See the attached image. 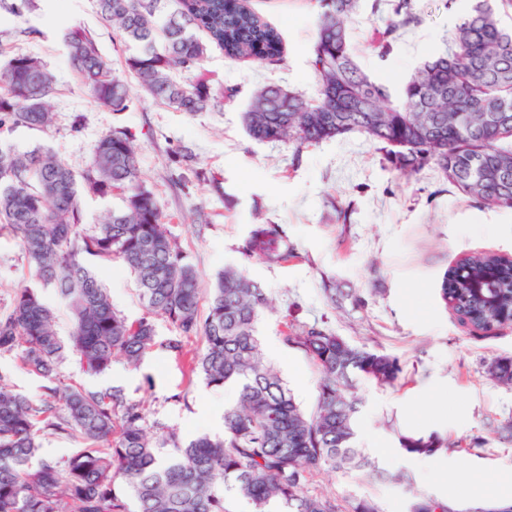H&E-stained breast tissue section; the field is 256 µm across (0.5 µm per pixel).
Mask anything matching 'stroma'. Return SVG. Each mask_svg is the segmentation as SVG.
I'll return each instance as SVG.
<instances>
[{"label": "stroma", "mask_w": 512, "mask_h": 512, "mask_svg": "<svg viewBox=\"0 0 512 512\" xmlns=\"http://www.w3.org/2000/svg\"><path fill=\"white\" fill-rule=\"evenodd\" d=\"M374 3L361 0L349 25L350 47L361 68L397 94L422 62L447 50L472 0H413L420 23L402 30L386 53L381 45L392 15ZM247 5L280 32L283 56L271 65L234 61L211 49L203 68L231 95L219 108L194 115L154 102L134 83L123 112L109 111L91 97L70 65L66 29L85 28L111 72L122 78L124 59L135 50L103 21L94 0H33L20 16L0 9V66L24 53L38 58L54 78L48 132L19 127L6 138L20 151L48 147L80 172L102 136L126 132L141 180L155 195L201 289L209 290L227 266L245 269L265 288L270 307L259 322L263 353L306 411L316 407L321 374L286 342V325H316L401 361L404 373L396 384L363 380L355 389L361 401L357 444L379 477L321 470L312 474L309 494L334 497L341 512L362 499L374 500L380 512H407L415 491L448 502L456 512H486L494 502L481 497V490L512 476V439L496 432L512 418V387L485 373L493 358L512 356V324L473 330L446 308L439 288L459 255L512 256V210L462 196L432 168L400 175L358 134L302 147L251 139L242 114L258 86L274 82L315 96L311 59L320 6L318 0ZM186 148L193 161H176ZM255 224L281 225L295 259L270 266L245 257L242 246ZM94 266L114 309L131 322L142 317L145 305L122 260H98ZM37 285L18 240L1 231L0 312L9 310L17 289ZM331 288L342 291L339 302H331ZM356 294L363 305L353 302ZM155 324L159 340L181 339L186 358L155 348L139 367L116 362L91 377L71 356L60 364L59 377L68 385L121 389L142 405L150 430L175 432L184 442L203 434L223 436L224 390L207 384L189 361L202 350L201 339L180 338L160 317ZM431 433L447 438L446 452L423 458L399 446V435ZM400 473L412 475L413 486L395 482Z\"/></svg>", "instance_id": "obj_1"}]
</instances>
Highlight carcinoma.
<instances>
[{"label":"carcinoma","instance_id":"cac0c4a2","mask_svg":"<svg viewBox=\"0 0 512 512\" xmlns=\"http://www.w3.org/2000/svg\"><path fill=\"white\" fill-rule=\"evenodd\" d=\"M312 67L315 97L280 85L254 92L243 123L259 142L294 140L314 145L350 133L380 146L390 167L411 176L440 171L464 196L490 208L512 209V30L499 8L512 0H476L456 24L448 51L426 60L393 99L390 88L365 73L349 44L348 24L359 0H321ZM102 18L138 51L125 61L139 88L176 112L218 106V93L202 73L212 47L238 61H280L278 30L239 0H96ZM388 34L419 21L410 0L393 5ZM206 34L197 38L191 29ZM64 41L73 70L97 103L112 112L128 108L129 89L111 73L93 37L82 27ZM196 72L185 86L182 72ZM0 135L18 127L45 133L51 125L53 76L35 57L17 54L0 69ZM124 194L123 205L87 229V196ZM0 226L20 241L44 288H53L71 320L68 341L56 316L33 288L15 291L0 315V353L22 348L23 363L47 380L39 402L14 389L0 372V512H230V497L250 512H340L336 499L310 496L312 472L379 476L356 446L361 380L395 384L398 358L353 345L318 326L291 329L285 340L321 369L314 413L296 403L279 372L265 359L257 325L269 307L263 288L245 271L227 267L216 279L206 315L199 310L195 269L169 237L154 194L136 166L128 135H104L88 167L76 174L50 150L19 152L0 138ZM248 257L279 265L291 257L278 224H255L242 247ZM117 256L135 275L148 315L130 322L116 312L88 258ZM496 271L497 303L483 306L466 288ZM442 301L459 321L484 332L512 323V258L481 253L459 259L440 284ZM158 315L180 334L203 339L191 358L213 386H233L237 402L224 410V437L200 436L186 444L175 433L156 436L144 426L140 404L113 387L93 390L62 384L57 368L68 353L82 371L99 375L118 359L136 368L157 344ZM490 379L512 385V356L494 358ZM75 435L83 448L57 459L41 452L40 433ZM408 454L448 450L437 434L399 437ZM174 448L165 460L158 449ZM409 512H448L434 497H412Z\"/></svg>","mask_w":512,"mask_h":512}]
</instances>
